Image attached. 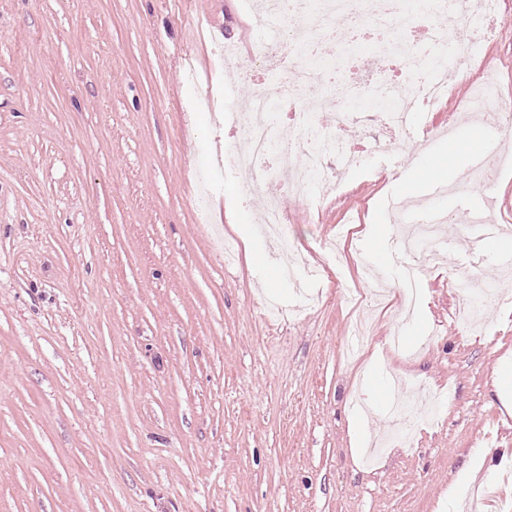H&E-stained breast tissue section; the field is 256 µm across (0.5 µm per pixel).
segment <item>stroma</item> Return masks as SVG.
I'll use <instances>...</instances> for the list:
<instances>
[{
  "instance_id": "stroma-1",
  "label": "stroma",
  "mask_w": 512,
  "mask_h": 512,
  "mask_svg": "<svg viewBox=\"0 0 512 512\" xmlns=\"http://www.w3.org/2000/svg\"><path fill=\"white\" fill-rule=\"evenodd\" d=\"M478 45L512 98V10ZM259 40L245 0H0V512H442L450 485L494 484L512 512V272L477 259V202L447 124L483 77L449 75L441 112L412 133L354 113L359 164L343 190L288 196L294 254L322 265L312 305L267 266L262 196L221 165L225 116L254 90L224 73L214 44ZM211 92L214 103L192 109ZM497 224L512 223V130L493 129ZM387 141L385 153L370 150ZM448 218V251L367 337L352 291L362 242L387 246L409 212L386 215L399 179ZM448 393L411 447L372 461L356 403L362 366ZM492 448L476 459L474 448Z\"/></svg>"
}]
</instances>
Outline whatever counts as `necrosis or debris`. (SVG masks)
<instances>
[{
	"mask_svg": "<svg viewBox=\"0 0 512 512\" xmlns=\"http://www.w3.org/2000/svg\"><path fill=\"white\" fill-rule=\"evenodd\" d=\"M252 25L275 28L278 39L259 44L255 54L259 67L275 72L279 92L253 95L241 112L232 116L238 136L225 162L245 176L247 189H259L264 196L262 213L267 235L281 248H288V213L283 195L307 197L312 184L334 188L340 170L351 168L358 157L337 138L347 115L337 111L335 93L300 98V91L322 70L314 66L320 58L336 64L350 53L353 43L381 41L386 49L384 63L403 62L418 71L414 81H375L369 91L393 98L397 109L379 115L381 124L403 128L405 113L413 108L436 111L447 94L449 71L467 73L478 61L475 45L494 39L493 28L502 0H424L422 11L432 23L424 43L399 36L387 39L392 20L412 29L415 15L405 0H250ZM332 112L336 126L322 133L319 141L307 137V123L291 129L283 125L285 112ZM285 173L284 182L267 180L266 163Z\"/></svg>",
	"mask_w": 512,
	"mask_h": 512,
	"instance_id": "4bbe7bcc",
	"label": "necrosis or debris"
}]
</instances>
